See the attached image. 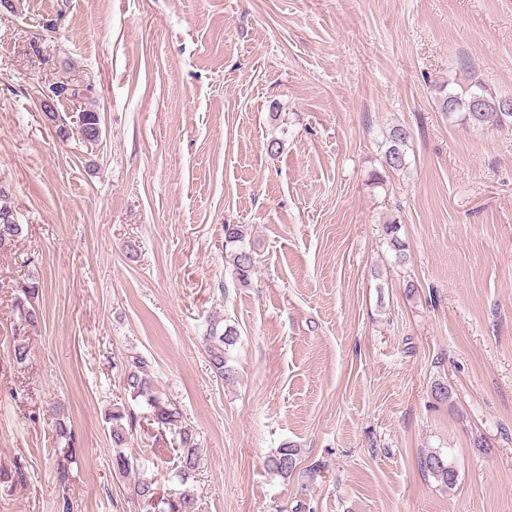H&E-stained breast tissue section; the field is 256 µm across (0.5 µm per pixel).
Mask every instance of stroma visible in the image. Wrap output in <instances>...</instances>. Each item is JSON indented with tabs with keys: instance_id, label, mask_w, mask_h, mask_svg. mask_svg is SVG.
I'll list each match as a JSON object with an SVG mask.
<instances>
[{
	"instance_id": "35a3bbf8",
	"label": "stroma",
	"mask_w": 512,
	"mask_h": 512,
	"mask_svg": "<svg viewBox=\"0 0 512 512\" xmlns=\"http://www.w3.org/2000/svg\"><path fill=\"white\" fill-rule=\"evenodd\" d=\"M472 76L512 96V0L0 7V186L24 226L0 253V512H144L138 477L182 485L178 437L124 389L132 355L204 448L182 485L199 512H512V128L463 125L434 95ZM59 81L88 86L56 110L99 112L98 142L41 111ZM395 126L405 174L381 165ZM228 224L251 231L246 287ZM29 277L43 318L20 367ZM224 318L230 384L203 344ZM116 404L133 415L125 477ZM58 419L77 448L65 483ZM285 444L319 476L271 473ZM436 449L454 489L419 467ZM248 230L245 224H228L224 227L225 251L229 248L226 257H229L233 274L241 285H247L250 282L255 268L253 252L244 245ZM19 296L16 298L15 308L17 322L14 326L16 337L13 340L12 360L18 366H25L30 359L29 333L35 330L41 320L42 312L38 306L39 292L42 286L36 279L20 283ZM132 414H127L124 407H113L112 411L109 412L108 418H106L107 423H110V435L112 438V443L116 448V453L112 458V467L115 471H118L122 474H130V472L134 469V461H132L124 452H122L123 445L127 440L126 428L122 421Z\"/></svg>"
}]
</instances>
